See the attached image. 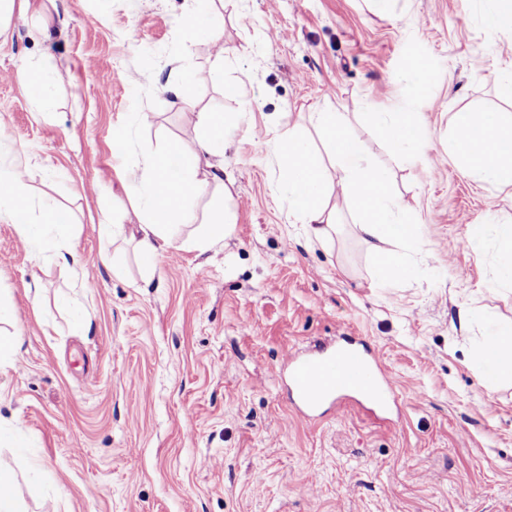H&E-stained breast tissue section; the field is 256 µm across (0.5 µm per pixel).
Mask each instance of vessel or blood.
<instances>
[{
    "label": "vessel or blood",
    "mask_w": 512,
    "mask_h": 512,
    "mask_svg": "<svg viewBox=\"0 0 512 512\" xmlns=\"http://www.w3.org/2000/svg\"><path fill=\"white\" fill-rule=\"evenodd\" d=\"M289 392L306 413L344 396L383 407L395 399L392 382L363 350L341 345L308 356L289 358Z\"/></svg>",
    "instance_id": "b4317fda"
}]
</instances>
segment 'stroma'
<instances>
[{
    "mask_svg": "<svg viewBox=\"0 0 512 512\" xmlns=\"http://www.w3.org/2000/svg\"><path fill=\"white\" fill-rule=\"evenodd\" d=\"M203 25H177L188 8ZM490 0H31L0 33V158L25 146L29 191L66 211L63 268L0 221V446L21 512H512V379L488 389L466 304L512 321L494 284L498 253L473 224L512 223V186L475 179L448 145L459 113L512 114V24ZM96 25H88V16ZM59 73L54 106L33 109L20 60ZM423 62L426 74L414 65ZM195 71L183 100L163 85ZM135 71L137 84L121 78ZM236 119L224 151L233 231L212 250H136L121 180L178 142L200 154L182 101ZM313 112H344L367 157L423 236L413 276L381 283L350 215L332 241L290 223L263 141L296 125L331 158ZM414 113L420 140L392 149L369 122ZM129 123L131 148L112 129ZM122 230L102 240L98 225ZM349 339L398 395L305 418L288 400L289 354ZM498 460L486 469L485 456Z\"/></svg>",
    "mask_w": 512,
    "mask_h": 512,
    "instance_id": "35a3bbf8",
    "label": "stroma"
}]
</instances>
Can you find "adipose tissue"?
<instances>
[{"mask_svg":"<svg viewBox=\"0 0 512 512\" xmlns=\"http://www.w3.org/2000/svg\"><path fill=\"white\" fill-rule=\"evenodd\" d=\"M182 112L198 132L203 150L214 156L223 153L231 130L226 116L196 111L189 102H184ZM310 122L331 146L335 182H328L299 131L289 130L265 143L267 153L280 165L279 191L288 204L289 218L307 225L311 237L323 243L330 239L339 214L348 212L371 247L378 278L391 282L409 275L404 250L420 240L421 230L401 218L400 205L388 191L387 173L366 160L350 135L345 113L314 112ZM452 148L457 163L480 179L512 184V116L462 113ZM223 184V165H214L208 178H199L195 165L177 147L145 156L141 166L122 182L126 192L138 199L141 256L152 257L159 248L172 246L179 225L196 220L193 202L210 187ZM58 214V208L49 204L34 207L20 163L0 165V217L15 224L24 243L35 245L44 258L65 267L69 264V225L59 222ZM492 238L507 247L497 266L496 282L512 286V225H472L469 243L473 250L483 251ZM480 353L487 383L512 378V324L494 325Z\"/></svg>","mask_w":512,"mask_h":512,"instance_id":"ef3b65f1","label":"adipose tissue"}]
</instances>
